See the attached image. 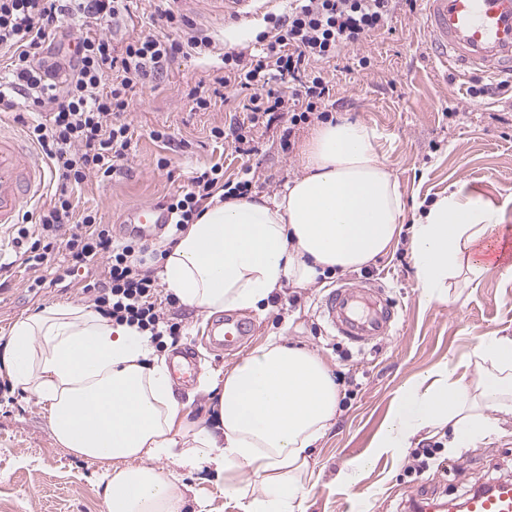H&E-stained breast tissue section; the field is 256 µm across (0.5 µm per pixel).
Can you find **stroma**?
I'll return each instance as SVG.
<instances>
[{
	"label": "stroma",
	"instance_id": "stroma-1",
	"mask_svg": "<svg viewBox=\"0 0 512 512\" xmlns=\"http://www.w3.org/2000/svg\"><path fill=\"white\" fill-rule=\"evenodd\" d=\"M287 9L282 2L248 20H195L196 32L214 41L215 52L178 57L160 81L137 89L124 116L132 135L128 155L112 177L88 179L76 194L78 209L96 211L121 239L128 235L121 219L129 207L180 191L197 169L223 165L225 179L251 180L252 195L268 197L301 176V147L312 124L295 128L285 152V126L273 122L255 134L257 150L246 156L210 137L212 127L243 120L239 97L207 111L195 110L190 98L198 83L209 85L223 75L225 52L255 46L257 35L271 31L273 17ZM425 41L420 13H401L390 29L360 47V55L370 59L366 70L356 68L349 55L327 67L335 111L377 129V150L399 183L407 209L396 249L358 271L328 274L303 288L284 284L277 302L244 311L254 334L237 355L211 350L204 339L207 319L183 304L174 307L182 330L165 354L174 356L183 347L199 354L195 379L174 387L187 421L207 418L204 383L268 337L308 348L329 367L340 387L339 407L311 450L318 481L307 491L305 512H409L413 495L462 496L481 483L512 477V417L503 415L497 434L470 447H449L447 429L425 431L411 448L372 456L357 485L337 479L348 460L372 455L373 439L406 383L468 362L489 335L512 336V276L501 270L467 286L451 284L447 301L427 306L419 300L408 242L412 224L438 195L463 185L494 198L502 208L496 232L512 238V89L493 98L473 96L475 78L439 75ZM157 130L168 133L170 142L155 139ZM162 157L170 161L164 170L157 166ZM16 235L12 228L0 238V261L10 265L0 274V336L17 318L48 305L85 302L87 273L69 271L65 246H57L39 267H19L13 263ZM360 281L381 286L398 312L392 337L361 348L332 333L317 307L323 290ZM429 444L438 447L435 465L423 476L408 474L415 449ZM104 469V463L72 455L57 443L35 399L16 388L0 394V512H103ZM180 490L187 512H243L203 473L183 474Z\"/></svg>",
	"mask_w": 512,
	"mask_h": 512
}]
</instances>
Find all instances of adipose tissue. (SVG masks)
I'll use <instances>...</instances> for the list:
<instances>
[{
    "instance_id": "obj_1",
    "label": "adipose tissue",
    "mask_w": 512,
    "mask_h": 512,
    "mask_svg": "<svg viewBox=\"0 0 512 512\" xmlns=\"http://www.w3.org/2000/svg\"><path fill=\"white\" fill-rule=\"evenodd\" d=\"M377 138L362 121L328 120L305 143L303 176L274 197L210 198L162 257L167 292L206 315L254 309L284 283L304 286L388 254L406 204ZM500 216L493 199L461 187L425 207L409 241L422 303L445 301L449 279L478 282L492 271L486 245ZM477 358L476 380L450 366L404 387L374 448H408L434 428H450L453 448L497 433L500 416H512V338L484 339ZM0 377L36 398L62 447L105 463V512H184L180 473L204 467L244 512H302L315 480L311 448L339 405L322 358L272 336L207 382L210 423L178 426L167 364L149 337L70 303L15 320Z\"/></svg>"
}]
</instances>
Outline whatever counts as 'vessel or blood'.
Instances as JSON below:
<instances>
[{
  "label": "vessel or blood",
  "instance_id": "1",
  "mask_svg": "<svg viewBox=\"0 0 512 512\" xmlns=\"http://www.w3.org/2000/svg\"><path fill=\"white\" fill-rule=\"evenodd\" d=\"M216 18L246 20L259 8L281 0H208ZM422 24L433 62L460 74L512 77V0H421ZM51 177L46 159L0 119V228L16 224L23 205L40 201ZM124 221L144 238L171 223L168 212L144 202L130 207ZM329 328L345 341L365 346L391 336L396 312L376 288L345 284L318 300ZM249 332L245 321L227 317L209 330L211 346L241 348ZM415 512H512V479L478 486L464 497L417 501Z\"/></svg>",
  "mask_w": 512,
  "mask_h": 512
}]
</instances>
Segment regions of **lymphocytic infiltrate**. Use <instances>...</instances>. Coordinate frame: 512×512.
Instances as JSON below:
<instances>
[{"label": "lymphocytic infiltrate", "mask_w": 512, "mask_h": 512, "mask_svg": "<svg viewBox=\"0 0 512 512\" xmlns=\"http://www.w3.org/2000/svg\"><path fill=\"white\" fill-rule=\"evenodd\" d=\"M131 3L0 0V47L9 52L8 78L0 82V112L13 113L23 123L55 172L48 205L25 212L17 230L23 264L39 266L57 243H64L73 266L102 268L83 288L95 311L147 333L160 347L181 331L166 311L175 298L159 302V284L146 267L141 239L115 240L111 225L101 223L97 212L76 211L74 195L88 178L111 176L116 162L126 157L131 135L123 116L136 89L159 80L176 56L209 53L215 44L197 34L185 16L165 9L161 16L178 30V38L137 35L115 46L106 30L131 18ZM416 5L417 0H291L273 31L259 34L262 53H225L216 88L198 86L192 101L206 110L223 89H234L245 97L246 116L229 128H212L211 136L238 148L276 115L289 125L281 148L290 150L293 127L329 116L332 86L323 75L324 64L358 48L398 11ZM72 21L82 29L75 50L64 60L52 59L57 37ZM288 78L294 82L292 90H280ZM19 97L26 104L22 114L14 110ZM219 188L225 197H241L251 183L227 181L222 167L214 165L196 171L185 189L163 198L161 205L181 230L194 223L203 202Z\"/></svg>", "instance_id": "f902f5d3"}]
</instances>
